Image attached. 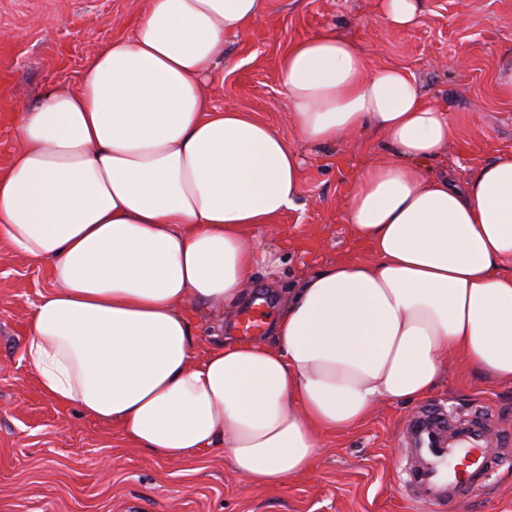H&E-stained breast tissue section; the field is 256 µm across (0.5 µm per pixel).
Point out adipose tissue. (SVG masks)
I'll use <instances>...</instances> for the list:
<instances>
[{
  "label": "adipose tissue",
  "instance_id": "ef3b65f1",
  "mask_svg": "<svg viewBox=\"0 0 512 512\" xmlns=\"http://www.w3.org/2000/svg\"><path fill=\"white\" fill-rule=\"evenodd\" d=\"M269 2L149 0L77 85L24 109L0 173V236L56 281L25 338L42 391L166 460L224 449L261 487L308 471L325 432L355 429L379 401L429 395L448 353L480 382L512 383V153L461 186L432 174L448 113L333 33L279 66L306 143L367 130L394 154L362 170L346 212L373 258L302 279L271 340L199 349L181 304L244 302L271 261L246 231L297 206L299 151L200 91Z\"/></svg>",
  "mask_w": 512,
  "mask_h": 512
}]
</instances>
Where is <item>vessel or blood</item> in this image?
<instances>
[{"label":"vessel or blood","instance_id":"vessel-or-blood-1","mask_svg":"<svg viewBox=\"0 0 512 512\" xmlns=\"http://www.w3.org/2000/svg\"><path fill=\"white\" fill-rule=\"evenodd\" d=\"M490 428L483 410L453 419L439 406L422 405L401 438L408 461V499L422 512H439L446 503L481 487L502 462L500 451L489 446Z\"/></svg>","mask_w":512,"mask_h":512}]
</instances>
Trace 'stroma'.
<instances>
[{
	"mask_svg": "<svg viewBox=\"0 0 512 512\" xmlns=\"http://www.w3.org/2000/svg\"><path fill=\"white\" fill-rule=\"evenodd\" d=\"M148 0H0V172L20 146V106L49 89L75 86L88 61L131 35ZM356 43L372 69H404L424 99L450 115L452 135L435 171L464 184L499 154L512 152V98L497 73L512 59V0H420L416 23H387L380 0H280L224 43V67L204 81L211 109L237 110L303 147L297 208L268 228L246 232L277 258L259 270L251 297L267 317L298 280L327 265L367 261L369 244L346 220L360 172L389 159L380 136L349 133L340 142L302 146L284 93L279 59L323 33ZM55 281L47 262L0 238V512H419L404 492L399 444L417 403H378L348 433H328L313 468L276 487L235 472L223 451L168 461L136 449L119 428L46 396L24 354L28 321ZM207 348L213 333L240 335L243 309L187 301L182 306ZM428 402L455 415L487 408L490 446L512 437V384L479 385L456 355ZM445 512H512V456Z\"/></svg>",
	"mask_w": 512,
	"mask_h": 512,
	"instance_id": "obj_1",
	"label": "stroma"
}]
</instances>
